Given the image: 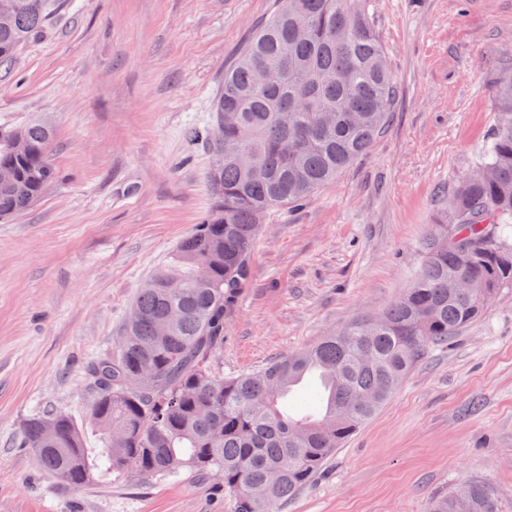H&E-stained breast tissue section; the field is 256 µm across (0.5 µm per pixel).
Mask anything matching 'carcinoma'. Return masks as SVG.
<instances>
[{
    "label": "carcinoma",
    "mask_w": 512,
    "mask_h": 512,
    "mask_svg": "<svg viewBox=\"0 0 512 512\" xmlns=\"http://www.w3.org/2000/svg\"><path fill=\"white\" fill-rule=\"evenodd\" d=\"M56 5L0 0V65L47 28ZM497 92L504 111L491 142L477 170L458 180L448 223L431 225L412 287L376 319L255 373L217 376L211 357L248 284L263 217L304 201L367 151L395 93L368 0H278L224 71L215 99L205 136L215 209L140 289L117 344L88 366L95 459L74 420L52 411L24 424L22 447L39 448V466L70 485L94 470L157 479L186 471L222 481L235 512H281L429 347L448 342L512 285V67ZM54 137L48 118L0 135V171L11 172L0 180L1 220L31 208L55 181ZM146 365L147 385L139 377ZM311 367L330 400L301 421L283 400ZM429 512L499 509L491 487L472 480Z\"/></svg>",
    "instance_id": "obj_1"
}]
</instances>
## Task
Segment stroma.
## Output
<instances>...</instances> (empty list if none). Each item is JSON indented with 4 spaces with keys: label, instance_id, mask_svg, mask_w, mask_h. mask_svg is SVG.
Returning a JSON list of instances; mask_svg holds the SVG:
<instances>
[{
    "label": "stroma",
    "instance_id": "35a3bbf8",
    "mask_svg": "<svg viewBox=\"0 0 512 512\" xmlns=\"http://www.w3.org/2000/svg\"><path fill=\"white\" fill-rule=\"evenodd\" d=\"M276 0H60L0 67V131L57 129L56 182L0 222V512H233L218 480L48 476L19 445L44 408L96 434L86 364L121 336L142 283L215 206L224 71ZM396 95L370 148L301 206L264 218L215 373L254 372L385 311L410 288L454 182L503 104L512 0H371ZM512 512V285L431 349L283 512H426L461 483Z\"/></svg>",
    "mask_w": 512,
    "mask_h": 512
}]
</instances>
